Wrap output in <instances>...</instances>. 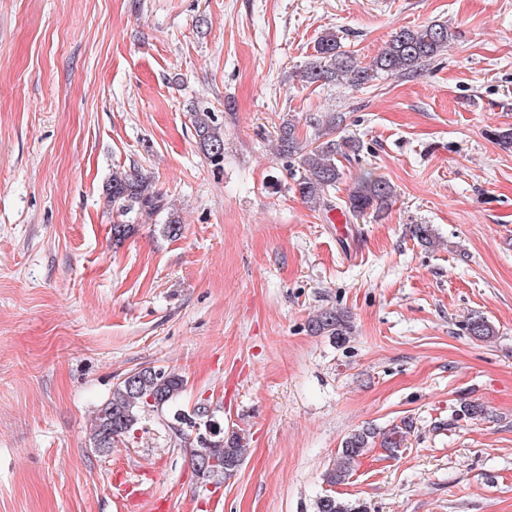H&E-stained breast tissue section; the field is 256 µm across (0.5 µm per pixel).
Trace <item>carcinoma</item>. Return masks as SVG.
<instances>
[{
  "mask_svg": "<svg viewBox=\"0 0 512 512\" xmlns=\"http://www.w3.org/2000/svg\"><path fill=\"white\" fill-rule=\"evenodd\" d=\"M456 34L445 23H434L419 28L403 27L386 42L384 48L363 66L351 51L342 49L339 37L327 31L315 47V59L301 71L300 78L308 84L333 85L346 83L355 88H367L380 75H406L427 65L432 59L448 51ZM342 117L326 112L314 120L322 135L336 132ZM195 132L198 143L211 164L218 166L224 161V137L220 127L208 112L195 116ZM361 143L351 136L330 138L311 150L300 145L297 126L291 120L283 122L276 137L277 155L297 162L301 168L295 180V191L300 199L313 206L328 205V195L346 175L344 163L359 156ZM395 195L394 186L383 177L365 172L353 179L345 200V214L354 218L372 216L376 219L389 210ZM107 207L115 212L118 220L112 224L114 240L128 237L135 225L160 220L166 224L167 233L178 235L181 221L165 198L150 190L149 181L137 170L112 172L106 187ZM315 334L330 336L343 341L351 326L348 317L336 309H325L308 323ZM466 328L470 335L485 340L494 334L491 324L481 315L469 317ZM186 381L182 375L165 367H148L134 372L112 387V393L95 412L90 440L94 450L109 451L119 441H132L143 429V422L155 416L163 422V428L172 443L182 442L196 432V448L192 461L212 458L217 461L207 469L194 468L203 482L220 481L224 478V460L241 467L244 460V444L236 434L224 436L214 418L201 416L198 409L186 411L177 407ZM408 423L395 425L380 431L366 426L350 433L338 449L336 460L326 473V482L336 486L347 481L361 457L379 447L389 454L398 451L403 444ZM316 512H367L362 502L350 501L325 493L317 499Z\"/></svg>",
  "mask_w": 512,
  "mask_h": 512,
  "instance_id": "cac0c4a2",
  "label": "carcinoma"
}]
</instances>
